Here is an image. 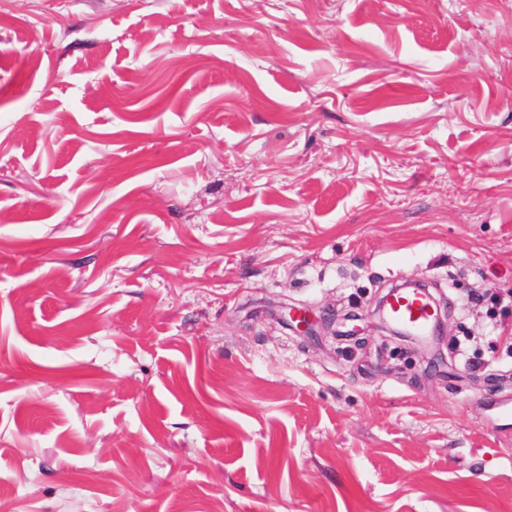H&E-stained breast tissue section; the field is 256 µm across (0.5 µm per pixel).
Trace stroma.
<instances>
[{
    "mask_svg": "<svg viewBox=\"0 0 512 512\" xmlns=\"http://www.w3.org/2000/svg\"><path fill=\"white\" fill-rule=\"evenodd\" d=\"M495 323L512 0H0V512H512ZM387 299L379 302L373 311V316L377 319L380 328L405 342L411 344L415 350L423 357L432 360H440L443 362L446 357L443 352L445 345L446 323L445 318L441 315L438 308L434 317V328L428 336H416L409 332L417 334H425L432 326V315L429 310L427 299L412 289H406L396 295L390 305L388 311L394 322H391L386 312ZM289 317V320H288ZM281 321L285 323L287 326L292 327L297 333L302 336H314L315 328L319 324H326L327 320L325 318H316L309 313L301 312L299 310H290L289 312H285L281 314ZM296 323V325H293Z\"/></svg>",
    "mask_w": 512,
    "mask_h": 512,
    "instance_id": "1",
    "label": "stroma"
}]
</instances>
